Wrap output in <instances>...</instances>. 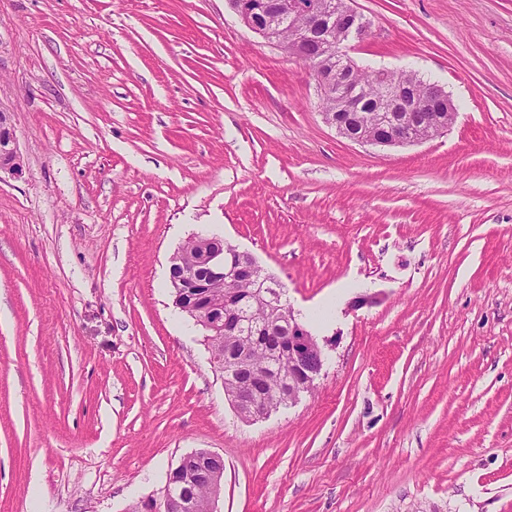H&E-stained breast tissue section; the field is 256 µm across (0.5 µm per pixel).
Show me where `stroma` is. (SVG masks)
I'll use <instances>...</instances> for the list:
<instances>
[{
  "instance_id": "stroma-1",
  "label": "stroma",
  "mask_w": 512,
  "mask_h": 512,
  "mask_svg": "<svg viewBox=\"0 0 512 512\" xmlns=\"http://www.w3.org/2000/svg\"><path fill=\"white\" fill-rule=\"evenodd\" d=\"M354 6L447 131L340 137L227 0H0V512H126L200 448L220 512H512V0ZM207 228L327 356L259 420L171 296ZM23 171V158L18 152L9 117L0 110V176L6 173L13 177ZM234 410L246 420L265 418L270 414L269 410L262 406L260 401L250 390L236 388L224 391Z\"/></svg>"
}]
</instances>
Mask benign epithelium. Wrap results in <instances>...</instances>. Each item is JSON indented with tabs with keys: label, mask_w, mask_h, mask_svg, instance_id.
I'll return each mask as SVG.
<instances>
[{
	"label": "benign epithelium",
	"mask_w": 512,
	"mask_h": 512,
	"mask_svg": "<svg viewBox=\"0 0 512 512\" xmlns=\"http://www.w3.org/2000/svg\"><path fill=\"white\" fill-rule=\"evenodd\" d=\"M230 8L243 24L268 41L275 42L289 55L302 59L308 44L317 45V59L326 60L328 69L312 71L317 91L323 101H331L332 109L321 112L323 122L335 129L341 137L359 144L377 147H401L419 144L427 137L422 128L430 126L438 132L448 129L444 113L455 111L448 91L439 84L427 85V90L408 100L405 89L410 84L402 77H393L392 71H377L378 93L373 99L376 124L355 131L338 119L341 112H356L365 102L362 88L351 81V73L359 68L351 53L365 42L370 34L371 22L359 14L351 0H336V39L322 32L326 21V6L320 0H228ZM302 16L305 28L285 38L277 24L281 19L291 23ZM23 171V158L18 152L14 133L6 113L0 111V174L13 177ZM196 247L192 269H182V276L173 280V287L184 288V279L196 270L206 273L202 287L212 288L229 282L236 276L254 279L262 271L255 258L236 247L224 249V239L197 234L190 238ZM188 312L202 326L208 336H221L229 330L235 335L242 332L240 318L224 316L221 303H207ZM288 403H294L301 393L308 391L320 375L322 368L306 371L310 358L323 354V349L309 330L288 315ZM234 410L246 420H257L269 415V410L249 390L236 388L226 392ZM181 465L168 474L159 499L138 503L141 512H185L188 507V487L180 479Z\"/></svg>",
	"instance_id": "obj_1"
}]
</instances>
